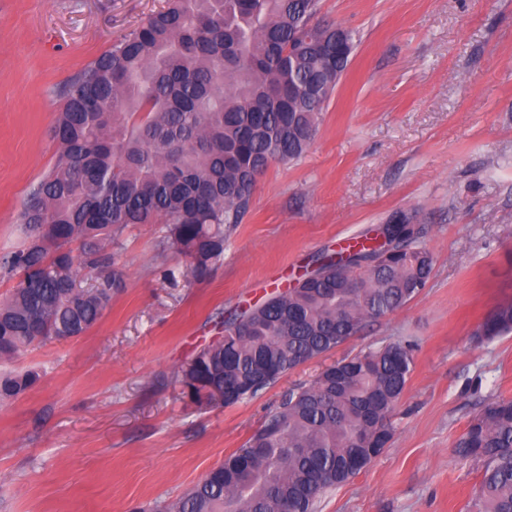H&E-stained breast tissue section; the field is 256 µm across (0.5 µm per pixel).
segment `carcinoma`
Returning <instances> with one entry per match:
<instances>
[{
    "mask_svg": "<svg viewBox=\"0 0 512 512\" xmlns=\"http://www.w3.org/2000/svg\"><path fill=\"white\" fill-rule=\"evenodd\" d=\"M319 11V0H169L62 86L56 161L20 213L25 241L0 255V277L16 280L0 301L1 359L33 346L38 332L76 338L97 323L121 287L116 257L132 225H164L159 251L176 249L194 277L208 275L257 178L309 148L351 61L352 32L336 41V23H311ZM412 223L397 211L382 225L391 253L380 264V245L326 256L294 287L227 321L176 373L181 393L200 406L237 404L407 304L433 270ZM88 268L97 284L82 289ZM509 332L504 301L480 335ZM412 367L400 342L326 366L160 512H314L387 447ZM35 379L1 377L0 397ZM457 450L483 465L474 512H512V398L487 405Z\"/></svg>",
    "mask_w": 512,
    "mask_h": 512,
    "instance_id": "cac0c4a2",
    "label": "carcinoma"
}]
</instances>
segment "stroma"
Listing matches in <instances>:
<instances>
[{"mask_svg":"<svg viewBox=\"0 0 512 512\" xmlns=\"http://www.w3.org/2000/svg\"><path fill=\"white\" fill-rule=\"evenodd\" d=\"M166 0H0V253L56 160L60 87ZM353 32L351 62L300 159L259 177L242 224L202 279L160 224L130 226L124 286L81 338L49 339L0 376V512H157L242 448L294 384L394 342L413 370L385 451L316 512H471L482 464L456 444L512 397V333L477 331L512 299V0H320ZM412 214L433 257L425 288L237 405L204 408L175 373L226 320L317 257ZM36 375L30 372L7 375L0 378V397L11 398L24 393L35 382Z\"/></svg>","mask_w":512,"mask_h":512,"instance_id":"1","label":"stroma"}]
</instances>
